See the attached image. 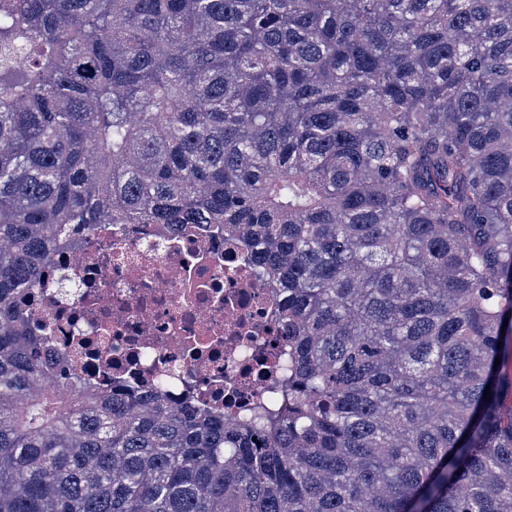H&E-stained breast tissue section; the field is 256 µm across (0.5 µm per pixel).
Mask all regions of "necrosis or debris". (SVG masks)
I'll list each match as a JSON object with an SVG mask.
<instances>
[{
    "instance_id": "obj_1",
    "label": "necrosis or debris",
    "mask_w": 512,
    "mask_h": 512,
    "mask_svg": "<svg viewBox=\"0 0 512 512\" xmlns=\"http://www.w3.org/2000/svg\"><path fill=\"white\" fill-rule=\"evenodd\" d=\"M20 311L94 388L230 420L272 407L291 361L279 285L213 224L86 227ZM74 283L67 291L63 282Z\"/></svg>"
}]
</instances>
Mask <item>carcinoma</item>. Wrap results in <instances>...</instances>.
Here are the masks:
<instances>
[{"label":"carcinoma","mask_w":512,"mask_h":512,"mask_svg":"<svg viewBox=\"0 0 512 512\" xmlns=\"http://www.w3.org/2000/svg\"><path fill=\"white\" fill-rule=\"evenodd\" d=\"M64 224L248 239L279 405L47 362ZM511 335L512 0H0V512H512Z\"/></svg>","instance_id":"carcinoma-1"}]
</instances>
